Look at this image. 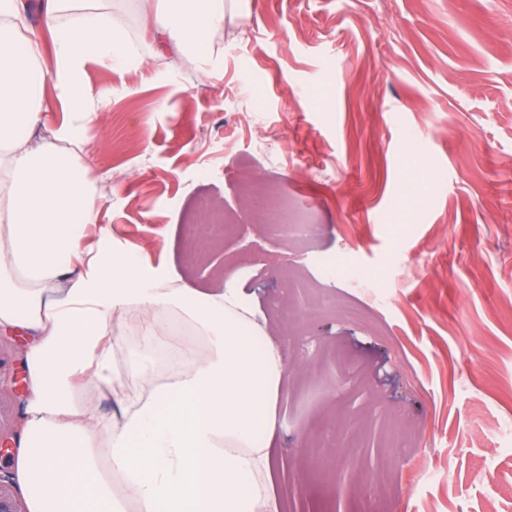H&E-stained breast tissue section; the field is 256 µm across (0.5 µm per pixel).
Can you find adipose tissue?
<instances>
[{"label": "adipose tissue", "mask_w": 512, "mask_h": 512, "mask_svg": "<svg viewBox=\"0 0 512 512\" xmlns=\"http://www.w3.org/2000/svg\"><path fill=\"white\" fill-rule=\"evenodd\" d=\"M48 2L50 71L20 0H0V331L32 337L18 458L30 512H276L268 448L283 364L274 345L258 347L249 301L235 288L167 287L166 274L109 250L73 269L97 218L78 156L103 110L86 67L146 58L130 47L112 0ZM132 2L142 25L199 59L236 10L229 0ZM49 80L74 118L36 141ZM172 314L200 342H163ZM131 339L135 361L125 353ZM162 343L178 365L163 380L152 366ZM92 391L119 396V418H101Z\"/></svg>", "instance_id": "adipose-tissue-1"}]
</instances>
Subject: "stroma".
Here are the masks:
<instances>
[{
    "label": "stroma",
    "instance_id": "obj_1",
    "mask_svg": "<svg viewBox=\"0 0 512 512\" xmlns=\"http://www.w3.org/2000/svg\"><path fill=\"white\" fill-rule=\"evenodd\" d=\"M210 60L130 22L141 67L99 62L83 154L112 246L239 289L284 372L280 512H370L336 465L392 464L391 512H512V0H243ZM315 226L252 223L245 177ZM209 199L237 222L185 248ZM334 304L305 319L310 299ZM27 332L0 333V432L23 416Z\"/></svg>",
    "mask_w": 512,
    "mask_h": 512
}]
</instances>
